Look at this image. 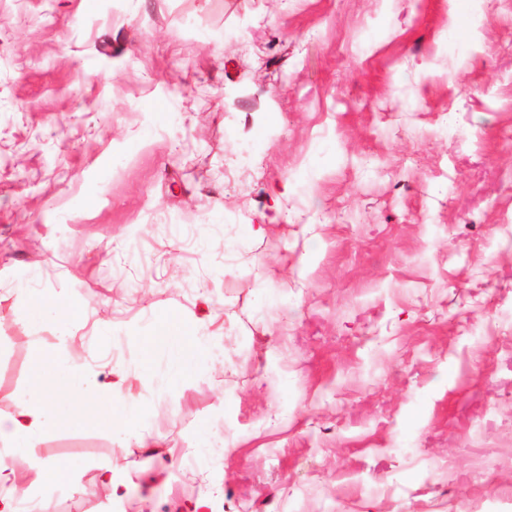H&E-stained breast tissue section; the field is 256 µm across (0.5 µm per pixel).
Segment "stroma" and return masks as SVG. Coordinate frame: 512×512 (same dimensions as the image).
<instances>
[{"label": "stroma", "mask_w": 512, "mask_h": 512, "mask_svg": "<svg viewBox=\"0 0 512 512\" xmlns=\"http://www.w3.org/2000/svg\"><path fill=\"white\" fill-rule=\"evenodd\" d=\"M62 330L48 512H512V0H0L1 414ZM170 335L175 341L171 342L169 351V369L175 375H179L184 365L194 357L205 354V346L201 336H187L178 328H172ZM75 341L73 336H60L57 350L54 353H46L39 347L33 349L34 362L46 368H64L69 371L75 381L66 393V398L73 408H80L94 398H101L112 409L120 408L128 416H134L141 406L125 397L115 385L103 388L84 370L74 356Z\"/></svg>", "instance_id": "obj_1"}]
</instances>
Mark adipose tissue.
<instances>
[{
	"instance_id": "ef3b65f1",
	"label": "adipose tissue",
	"mask_w": 512,
	"mask_h": 512,
	"mask_svg": "<svg viewBox=\"0 0 512 512\" xmlns=\"http://www.w3.org/2000/svg\"><path fill=\"white\" fill-rule=\"evenodd\" d=\"M73 337H61L55 352L34 349L33 359L38 366L63 368L74 377L66 393L73 408H80L95 398L106 401L127 415L138 413L137 402L125 397L115 385L101 386L91 378L75 356ZM54 390L44 392L39 400L17 397L11 413L0 414V512H16L17 499L48 493L52 486L66 482L70 468L43 458L39 444L55 430L63 419Z\"/></svg>"
}]
</instances>
